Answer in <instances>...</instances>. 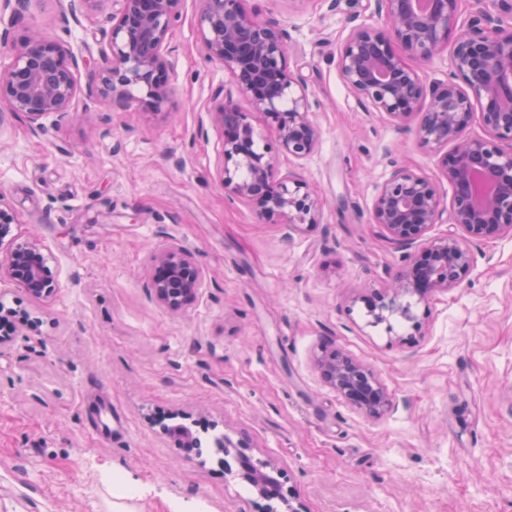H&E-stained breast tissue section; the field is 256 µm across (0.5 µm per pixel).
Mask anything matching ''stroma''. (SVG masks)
Listing matches in <instances>:
<instances>
[{
	"instance_id": "35a3bbf8",
	"label": "stroma",
	"mask_w": 512,
	"mask_h": 512,
	"mask_svg": "<svg viewBox=\"0 0 512 512\" xmlns=\"http://www.w3.org/2000/svg\"><path fill=\"white\" fill-rule=\"evenodd\" d=\"M288 33L287 65L307 84L320 131L278 177L317 193L314 221L233 202L221 185L224 130L214 92L236 82L205 53L200 4L185 0L169 46L161 113L96 93L111 4L63 21L33 0L11 29L68 41L86 58L79 111L0 113V203L14 235L43 249L46 297L0 280V512H512V236L476 242L460 286L401 297L378 321L366 302L405 270V251L372 221L392 164L439 174L441 149L343 83L337 51L352 24L384 31L374 0H245ZM169 248L200 267L197 301L173 312L146 289ZM339 350L372 371L392 405L365 415L326 384L316 359ZM123 426L103 439L97 420ZM247 441L278 470L268 500L211 448L172 427Z\"/></svg>"
}]
</instances>
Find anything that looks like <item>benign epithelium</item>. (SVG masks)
Returning <instances> with one entry per match:
<instances>
[{"instance_id":"7a95c632","label":"benign epithelium","mask_w":512,"mask_h":512,"mask_svg":"<svg viewBox=\"0 0 512 512\" xmlns=\"http://www.w3.org/2000/svg\"><path fill=\"white\" fill-rule=\"evenodd\" d=\"M112 30L100 52L97 94L126 107L135 101L131 89L145 93L140 102L159 109L171 89L167 72L173 64L167 40L182 15L184 0H114ZM198 31L210 59L236 80L238 92L252 109L270 120L274 144L254 149L248 113L220 87L214 95L212 119L224 128V159L243 178L224 169V195L256 206L264 215L288 217V228L311 224L316 210L314 190L290 178L273 183L272 150L295 159L310 156L319 143V129L310 117L307 85L287 69V34L270 21L248 13L243 0H199ZM385 13L389 33L353 26L340 47L337 68L346 86L391 120L407 123L418 117L420 144L450 152L441 159V175L454 193L444 203L438 182L399 165L375 197L372 220L399 248L424 243L419 257L391 279L387 291L371 305L377 320L385 311L407 313L400 298L411 290L421 295L456 287L470 268V244L512 235V0H496L498 13L472 14L457 24L459 0H375ZM453 46H448L449 37ZM398 43L402 52L393 48ZM10 61L0 63V101L28 119L33 131L42 119L63 118L78 111L76 73L79 57L64 40L33 33L20 44L9 43V28L0 32ZM450 49L448 79L425 84L409 61L428 62ZM480 107L485 138L465 134L474 107ZM460 231L456 236L430 237L431 226L445 209ZM15 217L0 206V243L10 239L0 278L8 277L27 294L39 298L55 288V278L40 246L12 235ZM149 294L159 305L179 311L191 305L203 288L198 265L181 251L154 255L147 274ZM318 368L324 381L353 407L379 417L391 407L382 382L360 363L338 350L322 355ZM242 478L263 497L274 494L275 480L267 464L253 459L247 445L235 447Z\"/></svg>"}]
</instances>
